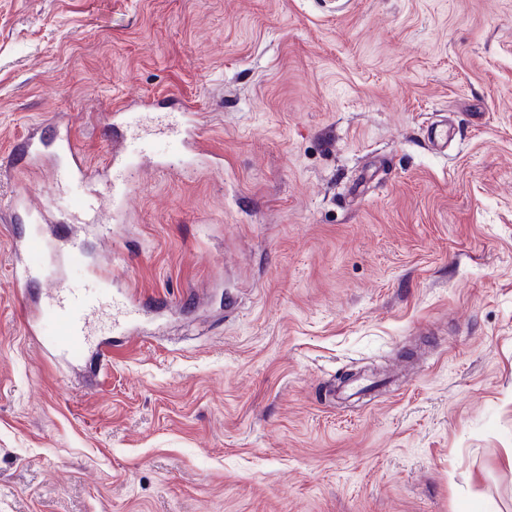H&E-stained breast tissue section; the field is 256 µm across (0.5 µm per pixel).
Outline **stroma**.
<instances>
[{"label":"stroma","instance_id":"obj_1","mask_svg":"<svg viewBox=\"0 0 512 512\" xmlns=\"http://www.w3.org/2000/svg\"><path fill=\"white\" fill-rule=\"evenodd\" d=\"M133 98L223 165L144 169L117 215ZM61 117L113 236L71 223L65 152L13 158ZM25 188L86 241L36 293L97 266L148 333L46 355L0 223V512H512V0H0V206Z\"/></svg>","mask_w":512,"mask_h":512}]
</instances>
